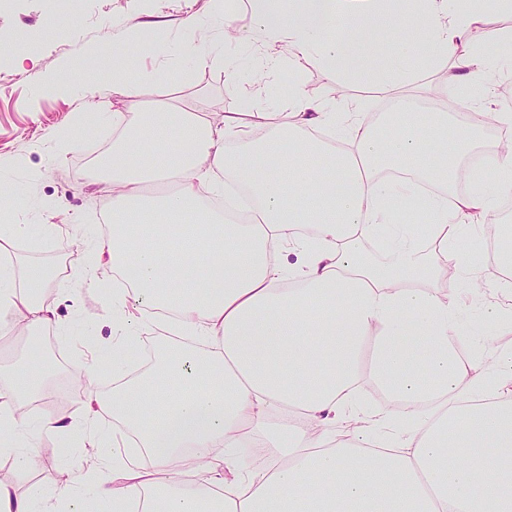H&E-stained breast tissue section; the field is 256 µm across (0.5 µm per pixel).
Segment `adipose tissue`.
Listing matches in <instances>:
<instances>
[{
  "instance_id": "1",
  "label": "adipose tissue",
  "mask_w": 512,
  "mask_h": 512,
  "mask_svg": "<svg viewBox=\"0 0 512 512\" xmlns=\"http://www.w3.org/2000/svg\"><path fill=\"white\" fill-rule=\"evenodd\" d=\"M213 2L210 20L190 14L183 26L210 21L241 43L264 35L267 82L227 70L241 111L200 97L145 109L129 67L130 49L150 42L144 24L126 48L100 47L54 83L81 91L107 78L126 102L88 112L90 126L111 121L112 147L97 163L108 223L83 276H124L118 341L159 322L171 340L131 376L112 354L108 393L92 387L94 364L73 370L88 388L79 421L24 414L44 378L14 365L0 385V450L17 482L35 462V425L96 448L86 468L112 472L88 503L72 483L73 512H512V351H493L488 367L458 358L448 345L458 309L441 292L449 266L471 257L462 230L512 192V151L485 153L457 193L479 110L454 122L410 107L423 92L415 73L444 66L452 92L490 101L488 56L469 33L511 45L512 31L456 0H422L402 18L378 0H290L285 11L247 0L242 16ZM336 17L346 25L333 37ZM393 52L408 72L389 73ZM309 58L338 83L383 88L397 109L371 123L358 103L311 98L297 71ZM382 228L389 256L378 261L362 243ZM49 280L38 263L0 267L1 336L53 323ZM187 335L205 351L176 344ZM365 381L387 408L358 407ZM114 422L134 441L116 468ZM187 469L201 479L183 483Z\"/></svg>"
}]
</instances>
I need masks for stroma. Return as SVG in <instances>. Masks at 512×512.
Returning a JSON list of instances; mask_svg holds the SVG:
<instances>
[{"mask_svg": "<svg viewBox=\"0 0 512 512\" xmlns=\"http://www.w3.org/2000/svg\"><path fill=\"white\" fill-rule=\"evenodd\" d=\"M210 7L211 0H0V155L15 160L12 187L29 199L25 211L8 214L7 220L29 227L27 238L15 247L18 256L59 270L45 294L57 320L44 333L45 347L30 345L24 336L0 340V366L6 368L22 360L32 368L53 369L49 394L57 400L56 414L66 419L80 418L86 401L85 390L68 389V369L112 340V311L107 306L112 298L111 271H98L91 284L76 276L91 261L79 227L102 224L106 208L93 170L83 169L81 162L99 156L111 146L112 127L105 124L93 134L73 133L72 145L58 162L52 159L55 146L48 143L47 137L69 132L73 121L95 105H102L108 112L124 111L125 105L113 96L106 83L81 96L35 88L31 74L37 71L67 78L81 56L98 49L102 41H110L115 49L122 47L125 28L131 24L156 22L154 39L159 43L191 39V32L182 25L183 18L207 14ZM31 34L36 37L29 48L31 57L20 60L13 46ZM478 41L496 60L490 76L496 90L494 107L512 113V95L502 91L504 80L512 78V49L488 41L483 35ZM163 66L175 71L190 69L191 76L177 90L148 88L147 99L201 95L213 111L240 109L239 91L227 81L224 68L194 71L187 59H171L158 51L134 54L131 61L132 72L137 76ZM302 76L314 97L361 100L369 116L381 113L387 105L379 93L355 85L339 89L332 76L314 60L303 62ZM47 224L58 225V232L45 234L43 227ZM511 283L512 278L499 271L495 257L485 250L475 254L469 266L450 267L444 290L448 301L456 302L463 289L472 291L462 308L465 327L452 342L457 354L475 351L480 341L499 350H512V323L483 316L486 306L504 308L512 303L506 292ZM42 442L44 450L36 466L24 482L17 483L19 496L35 491L54 495L56 489L66 486L72 470L85 456L81 444L60 435L43 437Z\"/></svg>", "mask_w": 512, "mask_h": 512, "instance_id": "obj_1", "label": "stroma"}]
</instances>
